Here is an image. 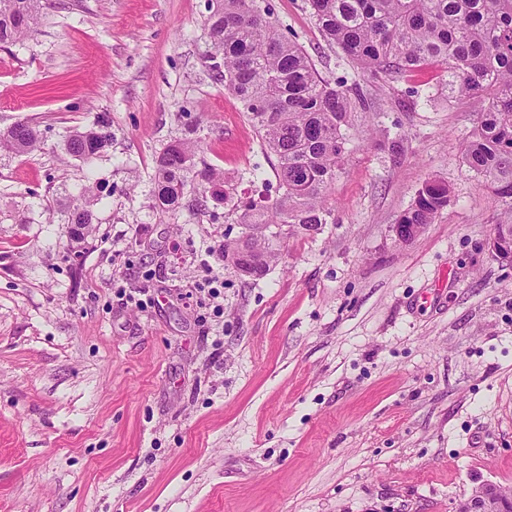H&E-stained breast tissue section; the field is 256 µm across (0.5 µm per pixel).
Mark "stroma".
<instances>
[{
	"instance_id": "1",
	"label": "stroma",
	"mask_w": 512,
	"mask_h": 512,
	"mask_svg": "<svg viewBox=\"0 0 512 512\" xmlns=\"http://www.w3.org/2000/svg\"><path fill=\"white\" fill-rule=\"evenodd\" d=\"M329 81L370 104L334 221L285 237L261 278L222 257L229 205L153 206L154 160L195 132L196 169L276 188L274 156L207 66L206 0H58L0 47V512H455L512 487V266L489 251L512 203L463 164L479 99L428 67L370 78L308 0H267ZM106 157L64 144L97 116ZM399 140L392 156L386 140ZM111 191L71 244L43 203ZM429 179L447 207L392 229ZM41 140L28 123H16L6 131H0V151L26 154L40 148Z\"/></svg>"
}]
</instances>
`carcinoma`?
<instances>
[{"instance_id": "obj_1", "label": "carcinoma", "mask_w": 512, "mask_h": 512, "mask_svg": "<svg viewBox=\"0 0 512 512\" xmlns=\"http://www.w3.org/2000/svg\"><path fill=\"white\" fill-rule=\"evenodd\" d=\"M53 0H0V45L35 33ZM326 41L340 48L373 78L412 74L430 65L448 72V88L484 102L461 150L462 161L512 201V0H309ZM209 69L243 105L265 149L277 161L273 199L233 197L234 188L215 168L194 170L198 140L178 139L155 157L152 197L161 211H204L217 195L232 203L247 229L234 242L236 268L264 276L276 263L281 238L333 223L328 205L346 157L351 117L368 111L362 87L341 79L331 85L308 55L272 21L258 0H207ZM112 142L108 120L68 138L71 156L89 162ZM36 130L16 123L0 131V151L26 154L40 148ZM193 198H186L187 186ZM101 186L88 184L60 211L71 240L92 231L93 205ZM448 186L425 182L399 216V224L426 226L448 205Z\"/></svg>"}]
</instances>
